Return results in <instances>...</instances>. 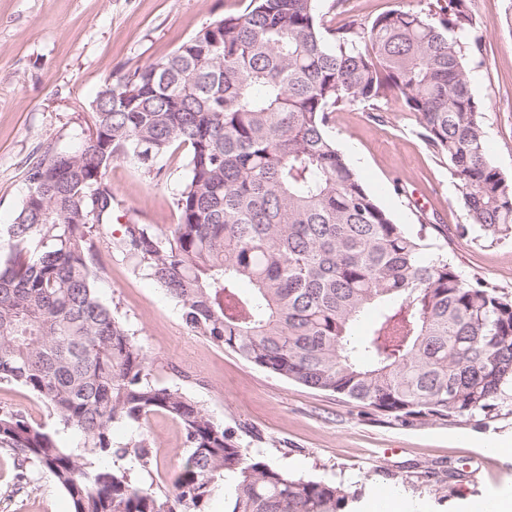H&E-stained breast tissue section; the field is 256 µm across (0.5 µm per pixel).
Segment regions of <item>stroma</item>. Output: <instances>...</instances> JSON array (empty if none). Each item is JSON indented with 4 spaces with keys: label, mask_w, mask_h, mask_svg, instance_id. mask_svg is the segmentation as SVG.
Segmentation results:
<instances>
[{
    "label": "stroma",
    "mask_w": 512,
    "mask_h": 512,
    "mask_svg": "<svg viewBox=\"0 0 512 512\" xmlns=\"http://www.w3.org/2000/svg\"><path fill=\"white\" fill-rule=\"evenodd\" d=\"M401 0H319L325 27L350 16L372 20ZM249 0H0V226L12 223L26 192L28 163L45 148L71 151L91 124V103L108 83L172 54L213 20L242 13ZM485 32L482 52L468 57L471 91L491 159L512 179V0H468ZM335 112L338 148L380 205L416 233L434 234L449 262L466 277H483L512 297V234L472 228L448 166L417 134L402 100ZM160 175L121 160L105 179L112 188V222L94 226L96 288L133 333L158 385L203 405L241 447L290 473L322 478L355 494V512H377L400 497L418 512H472L489 495L512 491V458L490 459L482 443L512 445V386L490 409L453 421L400 423L336 394L312 389L253 366L193 335L180 304L115 244L130 224L168 229L187 174L186 150L170 151ZM24 415L55 430L64 448L79 435L60 428L47 406L23 387L0 381V412ZM147 432L158 467L142 485L173 473L185 452L172 418L156 414ZM12 458L0 453V512H71L64 491L44 473L17 488Z\"/></svg>",
    "instance_id": "35a3bbf8"
}]
</instances>
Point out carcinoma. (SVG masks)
Here are the masks:
<instances>
[{
  "instance_id": "1",
  "label": "carcinoma",
  "mask_w": 512,
  "mask_h": 512,
  "mask_svg": "<svg viewBox=\"0 0 512 512\" xmlns=\"http://www.w3.org/2000/svg\"><path fill=\"white\" fill-rule=\"evenodd\" d=\"M318 0H249L161 62L99 91L71 152L45 149L0 230V381L36 395L83 450L0 413L18 478L49 474L72 512H348L328 480L274 467L207 409L153 383L133 334L96 291L94 220L112 223V161L151 169L189 149L167 231L129 224L120 248L182 307L187 327L246 362L403 422L474 417L512 381V299L463 276L443 248L378 204L330 135L333 113L403 100L448 164L471 224L512 230V181L490 159L466 49L467 0L326 28ZM164 414L188 456L172 486H143L149 438L112 425Z\"/></svg>"
}]
</instances>
